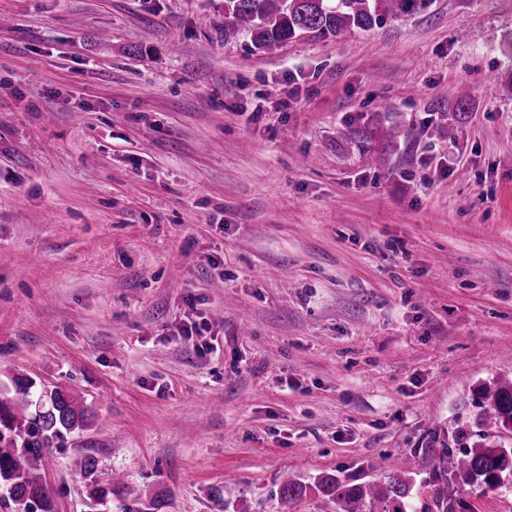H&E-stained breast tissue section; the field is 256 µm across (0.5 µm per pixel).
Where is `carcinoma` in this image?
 Wrapping results in <instances>:
<instances>
[{
	"label": "carcinoma",
	"instance_id": "cac0c4a2",
	"mask_svg": "<svg viewBox=\"0 0 512 512\" xmlns=\"http://www.w3.org/2000/svg\"><path fill=\"white\" fill-rule=\"evenodd\" d=\"M435 0H224V38L242 35L256 50H266L304 37L341 39L354 31H370L392 16L426 14ZM19 410L0 400V487L15 512H48L38 469L43 450L62 431L87 420L86 409L58 389L49 407L28 417V378L13 381ZM487 408L480 424L489 431H512V379L485 394ZM405 467L377 483H353L327 474L312 483L289 480L280 488L284 501L294 502L313 490L334 502L341 512H455L464 486L501 487L512 480V446L475 442L457 450L448 445L416 448ZM432 487L428 501L415 502L416 478Z\"/></svg>",
	"mask_w": 512,
	"mask_h": 512
}]
</instances>
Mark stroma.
Here are the masks:
<instances>
[{
  "mask_svg": "<svg viewBox=\"0 0 512 512\" xmlns=\"http://www.w3.org/2000/svg\"><path fill=\"white\" fill-rule=\"evenodd\" d=\"M509 31L512 0H435L263 51L224 0H0V398L90 413L44 454L53 512H336L279 488L479 441L512 376Z\"/></svg>",
  "mask_w": 512,
  "mask_h": 512,
  "instance_id": "35a3bbf8",
  "label": "stroma"
}]
</instances>
